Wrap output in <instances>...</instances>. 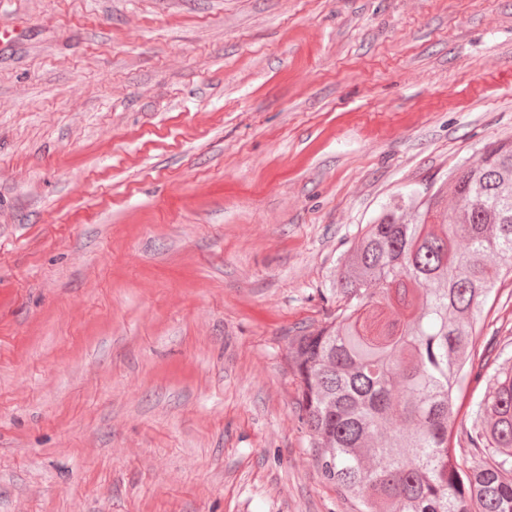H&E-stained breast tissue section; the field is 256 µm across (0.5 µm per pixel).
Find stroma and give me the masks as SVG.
Segmentation results:
<instances>
[{
    "mask_svg": "<svg viewBox=\"0 0 512 512\" xmlns=\"http://www.w3.org/2000/svg\"><path fill=\"white\" fill-rule=\"evenodd\" d=\"M0 512H347L287 339L393 198L512 141V0H0ZM512 357L484 305L456 415Z\"/></svg>",
    "mask_w": 512,
    "mask_h": 512,
    "instance_id": "1",
    "label": "stroma"
}]
</instances>
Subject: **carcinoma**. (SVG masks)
<instances>
[{
    "label": "carcinoma",
    "mask_w": 512,
    "mask_h": 512,
    "mask_svg": "<svg viewBox=\"0 0 512 512\" xmlns=\"http://www.w3.org/2000/svg\"><path fill=\"white\" fill-rule=\"evenodd\" d=\"M438 193L400 196L340 255L336 307L288 337L299 420L349 512H512V366L490 376L448 448L483 305L512 275V143Z\"/></svg>",
    "instance_id": "obj_1"
}]
</instances>
